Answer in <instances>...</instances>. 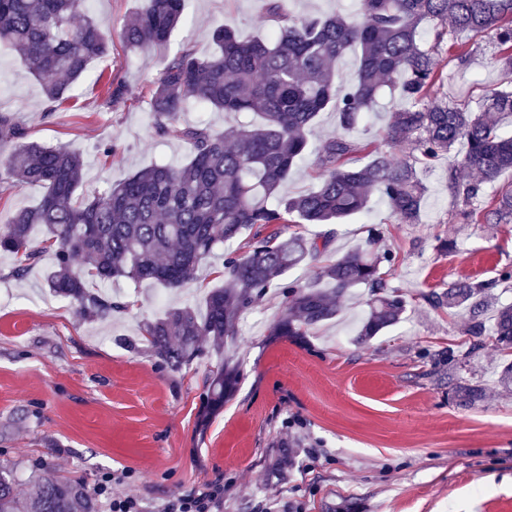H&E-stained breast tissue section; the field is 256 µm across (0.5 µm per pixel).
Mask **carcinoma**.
Wrapping results in <instances>:
<instances>
[{
    "mask_svg": "<svg viewBox=\"0 0 512 512\" xmlns=\"http://www.w3.org/2000/svg\"><path fill=\"white\" fill-rule=\"evenodd\" d=\"M266 39L243 40L236 30L213 29L214 51L186 48L168 59L148 97L153 128L190 146L180 166L141 168L107 191L79 192L81 153L28 140L13 115L0 112V147L10 152L0 164V192L19 186L43 193L34 206L18 209L0 227V252L25 262L50 253V292L72 303L80 315L106 320L124 304L88 287L126 279L178 290L198 268L225 250L219 277L204 308L168 307L143 326L153 355L170 370L214 353L221 357L206 381L204 406L212 417L235 393L238 364L223 355L237 335L244 311L278 285L289 270L316 261L336 231L311 238L308 224H341L363 212L374 193L390 203L399 224L421 223L427 187L421 172L464 146L458 165L448 167V191L461 200V224H511L512 187L484 198V187L512 172V136L500 120L512 116V90L504 87L475 99L448 100L440 92L444 71L439 55L464 33L472 46L453 58L465 73L480 51L475 38L495 42V63L512 74V0H359L361 19L340 15L296 17L286 0H261ZM183 0H137L121 31L124 50L135 54L168 43L181 19ZM0 43L9 46L36 78L46 114L66 100L92 61L109 55L112 39L90 15L88 0H0ZM359 50L355 77L338 78L337 65ZM409 106L390 113L385 137L415 143L413 160L394 162L348 135L374 111L385 94ZM191 105L241 118L217 132L206 124H179ZM336 108L341 132L315 148L319 185L290 197L282 192L293 167L310 149L307 131L319 113ZM245 242L229 250L240 237ZM396 254L358 247L320 268L310 286L286 285V313L273 336H304L337 316V303L356 288L368 290L367 310L356 340L366 343L402 321L408 302L390 285ZM494 281L458 279L424 294L437 312L460 316L467 349L451 346L429 355V375L448 387V398L470 408L486 398L479 381L455 375L458 365L486 345L500 354L497 386L512 393V304ZM0 512H99L97 495L79 477L39 475L25 496L16 474L0 468Z\"/></svg>",
    "mask_w": 512,
    "mask_h": 512,
    "instance_id": "obj_1",
    "label": "carcinoma"
}]
</instances>
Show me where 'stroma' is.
<instances>
[{
    "mask_svg": "<svg viewBox=\"0 0 512 512\" xmlns=\"http://www.w3.org/2000/svg\"><path fill=\"white\" fill-rule=\"evenodd\" d=\"M259 0H185L167 46L126 57L121 46L92 63L71 100L44 116L39 82L0 46V112L13 113L31 140L80 151L83 189L101 193L154 163L187 161V144L158 137L147 97L163 63L183 47L212 51L219 25L242 37L266 36ZM493 50L477 57L467 78L448 69L449 96H479L512 81L493 66ZM117 75L124 98L103 104L93 82ZM400 97H385L354 138L405 162L412 143L387 145L382 131ZM422 221L396 223L388 203L372 195L366 211L338 225L327 260L365 245L369 228L397 261L390 283L404 294L406 317L370 343L357 344L366 289L339 303L336 319L305 336H275L286 312L284 289H271L244 314L225 346L240 365L233 398L203 420L201 394L217 364L197 360L164 368L141 339V327L170 306L202 305L220 261L203 265L182 291L161 294L121 279L109 288L125 310L108 321L80 316L50 295L43 257L24 274L0 255V466L30 491L38 473L122 481L141 512H163L173 497L224 482L223 512H512V395H500L501 361L486 348L459 372L482 381L484 403L456 407L447 388L427 373L425 352L463 346L461 318L432 310L423 296L448 282L492 280L512 271L511 224H461L448 192V163L423 174ZM453 239L441 254L437 240Z\"/></svg>",
    "mask_w": 512,
    "mask_h": 512,
    "instance_id": "obj_1",
    "label": "stroma"
}]
</instances>
